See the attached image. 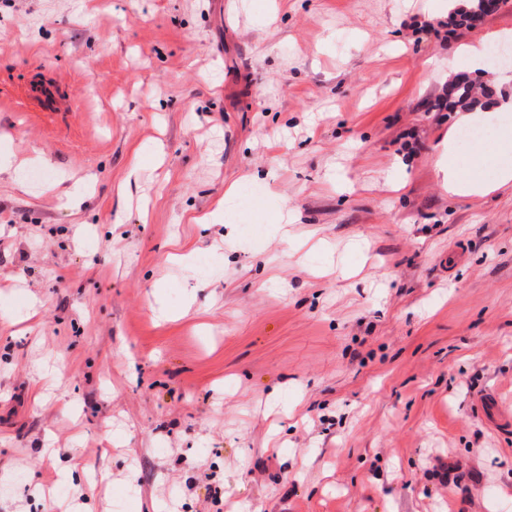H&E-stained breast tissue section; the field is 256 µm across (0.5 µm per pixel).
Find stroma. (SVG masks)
I'll return each instance as SVG.
<instances>
[{
    "label": "stroma",
    "mask_w": 512,
    "mask_h": 512,
    "mask_svg": "<svg viewBox=\"0 0 512 512\" xmlns=\"http://www.w3.org/2000/svg\"><path fill=\"white\" fill-rule=\"evenodd\" d=\"M448 4L0 0V512H512V188L432 107L512 0ZM441 147L437 171L442 174V181L447 186L448 192L463 196H481L501 187L512 185V165L508 160L498 167L496 178L491 182L480 178H463L455 165L449 161L452 140L448 139Z\"/></svg>",
    "instance_id": "35a3bbf8"
}]
</instances>
